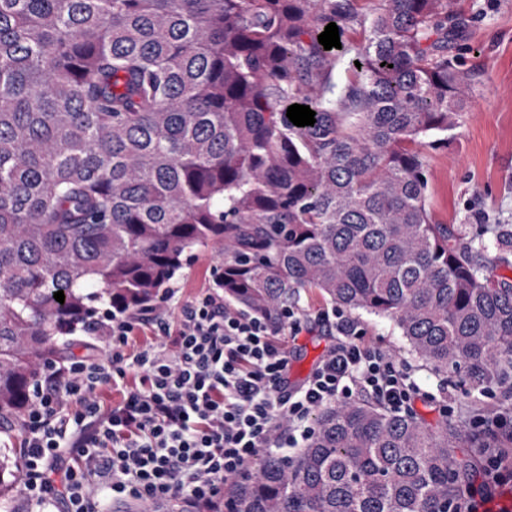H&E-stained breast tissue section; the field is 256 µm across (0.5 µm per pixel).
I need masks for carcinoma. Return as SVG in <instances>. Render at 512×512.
I'll return each instance as SVG.
<instances>
[{
	"mask_svg": "<svg viewBox=\"0 0 512 512\" xmlns=\"http://www.w3.org/2000/svg\"><path fill=\"white\" fill-rule=\"evenodd\" d=\"M0 0V436L92 303L134 312L185 255L222 245L224 298L277 316L314 289L391 318L436 374L512 380V224H434L425 151L475 74L447 0ZM367 30L332 100L336 52ZM361 67H356L355 62ZM316 112L312 126L286 116ZM497 255L486 256L484 235ZM64 292V303L54 293ZM211 512H466L490 448L462 426L365 402L318 410ZM22 449L0 448V512Z\"/></svg>",
	"mask_w": 512,
	"mask_h": 512,
	"instance_id": "carcinoma-1",
	"label": "carcinoma"
}]
</instances>
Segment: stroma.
Returning <instances> with one entry per match:
<instances>
[{
    "instance_id": "obj_1",
    "label": "stroma",
    "mask_w": 512,
    "mask_h": 512,
    "mask_svg": "<svg viewBox=\"0 0 512 512\" xmlns=\"http://www.w3.org/2000/svg\"><path fill=\"white\" fill-rule=\"evenodd\" d=\"M451 8L467 19L468 36L460 42L457 58L463 69L477 74L481 92L468 101L454 138L426 152L427 206L434 223L470 231L482 224H512V0H452ZM219 254L216 243L191 252L174 279L179 301L208 286ZM298 305L308 315L309 328L286 339L295 381L310 374L331 343L317 319L319 311L330 309V301L307 290ZM354 318L365 341L389 350L431 393L430 402H415L419 417L433 424L444 410L449 421L477 434L485 428L484 417L498 412L502 418L492 424L495 446L512 448V385L479 391L464 384L460 374H435L412 354L394 321L363 311Z\"/></svg>"
}]
</instances>
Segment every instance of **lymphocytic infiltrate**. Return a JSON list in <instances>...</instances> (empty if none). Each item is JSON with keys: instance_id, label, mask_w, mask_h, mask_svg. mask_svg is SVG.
Listing matches in <instances>:
<instances>
[{"instance_id": "f902f5d3", "label": "lymphocytic infiltrate", "mask_w": 512, "mask_h": 512, "mask_svg": "<svg viewBox=\"0 0 512 512\" xmlns=\"http://www.w3.org/2000/svg\"><path fill=\"white\" fill-rule=\"evenodd\" d=\"M177 287L135 312L115 307L85 324L100 354L73 352L47 364L20 420L21 494L44 512H145L180 498L209 512L226 480L259 455L301 447L322 406L366 399L405 409L420 387L410 369L363 341L342 313H320L334 342L299 385L291 383L283 338L306 322L288 307L271 320L227 304L221 276L191 300ZM149 341L128 345L136 332ZM139 387L104 405L103 388L128 375Z\"/></svg>"}]
</instances>
